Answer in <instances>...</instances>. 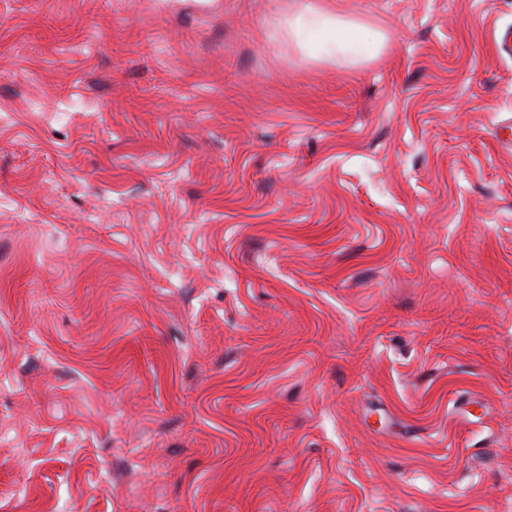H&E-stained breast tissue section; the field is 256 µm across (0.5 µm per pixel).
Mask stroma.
I'll return each instance as SVG.
<instances>
[{
    "mask_svg": "<svg viewBox=\"0 0 512 512\" xmlns=\"http://www.w3.org/2000/svg\"><path fill=\"white\" fill-rule=\"evenodd\" d=\"M0 0V512H512V0ZM288 28L329 57L339 55L358 60L371 55L375 48L362 27L338 16L336 7L328 3L289 17Z\"/></svg>",
    "mask_w": 512,
    "mask_h": 512,
    "instance_id": "35a3bbf8",
    "label": "stroma"
}]
</instances>
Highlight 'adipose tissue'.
Masks as SVG:
<instances>
[{"instance_id": "1", "label": "adipose tissue", "mask_w": 512, "mask_h": 512, "mask_svg": "<svg viewBox=\"0 0 512 512\" xmlns=\"http://www.w3.org/2000/svg\"><path fill=\"white\" fill-rule=\"evenodd\" d=\"M288 28L330 57L339 55L358 60L371 55L375 48L362 27L338 16L334 5L328 2L289 17Z\"/></svg>"}]
</instances>
